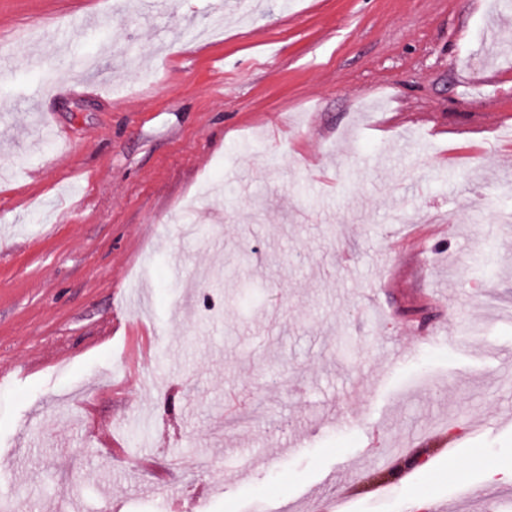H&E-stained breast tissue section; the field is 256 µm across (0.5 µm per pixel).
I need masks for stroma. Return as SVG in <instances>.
I'll return each instance as SVG.
<instances>
[{"mask_svg": "<svg viewBox=\"0 0 512 512\" xmlns=\"http://www.w3.org/2000/svg\"><path fill=\"white\" fill-rule=\"evenodd\" d=\"M234 2L0 0V498L512 512V0Z\"/></svg>", "mask_w": 512, "mask_h": 512, "instance_id": "1", "label": "stroma"}]
</instances>
